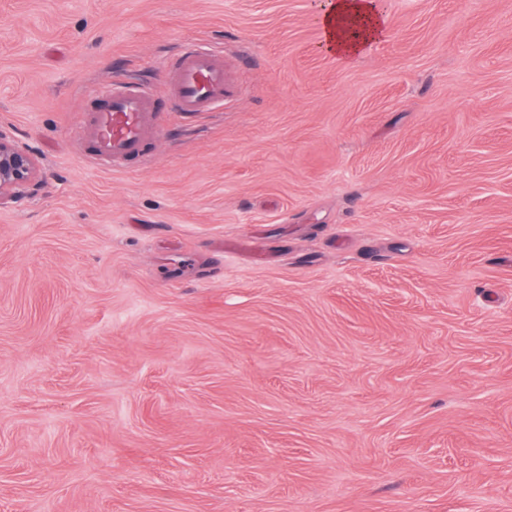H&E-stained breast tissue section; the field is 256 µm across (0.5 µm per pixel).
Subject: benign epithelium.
I'll list each match as a JSON object with an SVG mask.
<instances>
[{
	"label": "benign epithelium",
	"instance_id": "7a95c632",
	"mask_svg": "<svg viewBox=\"0 0 512 512\" xmlns=\"http://www.w3.org/2000/svg\"><path fill=\"white\" fill-rule=\"evenodd\" d=\"M36 154L0 129V208L37 193Z\"/></svg>",
	"mask_w": 512,
	"mask_h": 512
}]
</instances>
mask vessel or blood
I'll return each mask as SVG.
<instances>
[{
	"label": "vessel or blood",
	"mask_w": 512,
	"mask_h": 512,
	"mask_svg": "<svg viewBox=\"0 0 512 512\" xmlns=\"http://www.w3.org/2000/svg\"><path fill=\"white\" fill-rule=\"evenodd\" d=\"M166 89L174 111L185 114L213 111L235 92L223 56L198 49L178 56L168 71ZM157 111L155 93L113 87L80 127L86 156L116 169L147 156L164 137Z\"/></svg>",
	"instance_id": "obj_1"
}]
</instances>
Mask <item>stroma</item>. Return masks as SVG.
<instances>
[{"instance_id": "obj_1", "label": "stroma", "mask_w": 512, "mask_h": 512, "mask_svg": "<svg viewBox=\"0 0 512 512\" xmlns=\"http://www.w3.org/2000/svg\"><path fill=\"white\" fill-rule=\"evenodd\" d=\"M0 0V512H512V0ZM233 97L132 168L99 91ZM321 8L323 48L350 60L377 42L385 20L374 0H326ZM167 74L166 94L175 112H212L235 92L226 73L224 56L219 54L187 49ZM36 154L0 128V208L40 189Z\"/></svg>"}]
</instances>
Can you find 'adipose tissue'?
I'll use <instances>...</instances> for the list:
<instances>
[{
    "label": "adipose tissue",
    "instance_id": "1",
    "mask_svg": "<svg viewBox=\"0 0 512 512\" xmlns=\"http://www.w3.org/2000/svg\"><path fill=\"white\" fill-rule=\"evenodd\" d=\"M321 25L324 49L349 60L382 37L385 20L374 0H325Z\"/></svg>",
    "mask_w": 512,
    "mask_h": 512
}]
</instances>
